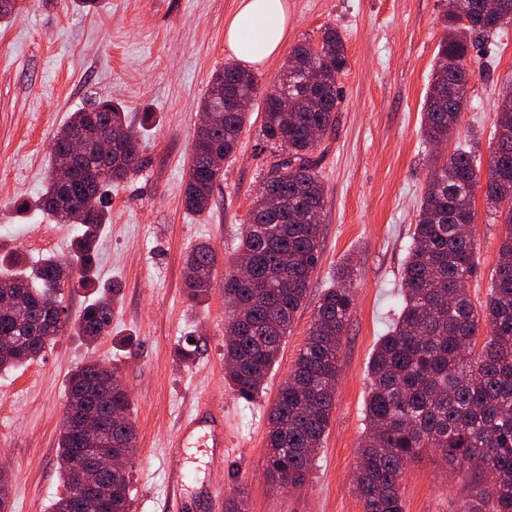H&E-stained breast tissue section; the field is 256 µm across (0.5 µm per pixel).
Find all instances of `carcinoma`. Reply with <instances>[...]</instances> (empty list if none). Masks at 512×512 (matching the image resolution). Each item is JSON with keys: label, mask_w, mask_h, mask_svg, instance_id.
Segmentation results:
<instances>
[{"label": "carcinoma", "mask_w": 512, "mask_h": 512, "mask_svg": "<svg viewBox=\"0 0 512 512\" xmlns=\"http://www.w3.org/2000/svg\"><path fill=\"white\" fill-rule=\"evenodd\" d=\"M489 16L484 0H448L446 34L426 92L421 134L434 144L448 138L467 105L473 72L471 51L489 34L512 23V0H500ZM347 67V50L336 28H324L320 43L296 45L275 85L303 101L299 112L264 100L263 139L281 151L268 167L236 246L247 261V277L224 276V360L235 394L252 402L278 362L306 297L320 256V224L325 189L311 155L338 123L337 79ZM259 86L256 76L233 63L213 76L202 104L184 188L185 209H210L213 189L224 175L213 157L233 153L248 126ZM503 101L494 131L485 184L489 211L512 202V92ZM122 140L104 154L99 143L112 133ZM141 142L127 125L123 108L95 99L70 115L58 129L43 187L34 201L19 200L15 212L41 211L77 230L70 263L54 257L31 266L20 255L0 259V296L14 298L0 309V371L42 358L58 337L72 330L87 344L109 333L112 306L120 288L94 280L98 240L111 213L104 188L141 170ZM480 159L460 147L434 165L418 204L401 280L402 306L393 326L376 343L369 362L370 386L364 405L366 432L357 465L356 493L363 512H404L402 481L408 465L424 448H436L451 465L480 462L462 512H512V206L508 232L499 249L485 307L477 311L459 284L477 276L474 259L475 190ZM216 254L207 245L186 258L184 288L196 303L212 288ZM77 272L74 287L93 291L75 321L46 305L51 288ZM354 267L345 261L336 283L319 300L306 343L288 381L269 412L267 477L279 488L304 483L323 447L340 372L339 349L356 295ZM484 340H479L481 329ZM103 364L78 365L68 380L67 407L94 408L112 453L136 454L132 418L111 421L113 412L130 414L131 400L115 385L100 399ZM88 440L64 425L59 436V479L65 494L51 512H88L82 473ZM105 512H129V473L96 480Z\"/></svg>", "instance_id": "1"}]
</instances>
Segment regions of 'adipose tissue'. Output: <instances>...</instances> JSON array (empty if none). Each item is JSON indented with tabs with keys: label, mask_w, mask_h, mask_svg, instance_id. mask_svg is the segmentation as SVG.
Here are the masks:
<instances>
[{
	"label": "adipose tissue",
	"mask_w": 512,
	"mask_h": 512,
	"mask_svg": "<svg viewBox=\"0 0 512 512\" xmlns=\"http://www.w3.org/2000/svg\"><path fill=\"white\" fill-rule=\"evenodd\" d=\"M287 24L286 0H239L226 27L225 39L238 59L260 64L279 50Z\"/></svg>",
	"instance_id": "ef3b65f1"
}]
</instances>
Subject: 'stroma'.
<instances>
[{
    "instance_id": "obj_1",
    "label": "stroma",
    "mask_w": 512,
    "mask_h": 512,
    "mask_svg": "<svg viewBox=\"0 0 512 512\" xmlns=\"http://www.w3.org/2000/svg\"><path fill=\"white\" fill-rule=\"evenodd\" d=\"M287 2L286 41L251 67L260 90L273 85L296 44L319 42L328 26L344 38L348 64L338 78L339 122L313 154L326 189L319 264L279 361L250 404L224 380V274L273 160L260 132L263 103L224 163L210 210L195 215L183 205L201 103L214 72L234 58L225 30L238 0H102L90 12L73 0H20L17 18L0 24V255L20 251L32 262L68 256L71 227L39 212L16 215L10 203L37 195L54 135L90 99L124 108L144 160L142 171L106 193L112 219L101 234L97 274L121 285L111 333L93 345L65 333L43 359L0 372V467L11 481L0 512H50L62 496L58 441L67 380L89 360L116 368L131 394L137 451L130 512H225L240 489L245 512H362L354 473L368 362L402 304L401 270L435 160L471 144L485 162L494 149L498 105L512 81V23L474 57L467 107L435 148L420 127L446 0ZM475 200L478 275L467 291L480 306L505 226L483 192ZM199 244L215 250L217 263L208 300L195 304L184 291L185 256ZM347 257L356 266V307L340 345L332 420L307 481L282 490L265 473L269 409L306 342L317 301ZM186 338L199 352L185 364L174 349ZM198 405L223 408V448L175 447L181 418ZM174 479L181 507L168 496ZM471 483L467 469L425 449L406 469L405 512H460Z\"/></svg>"
}]
</instances>
